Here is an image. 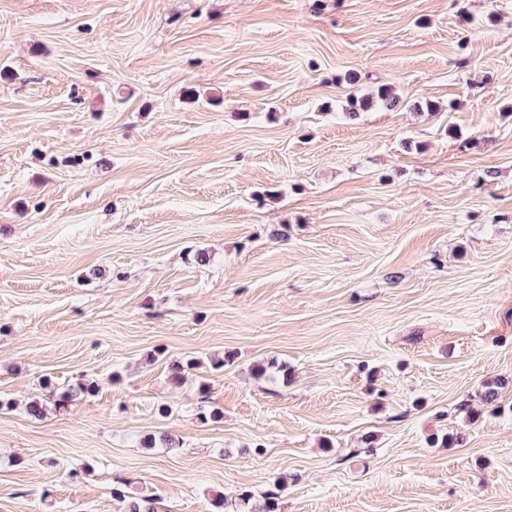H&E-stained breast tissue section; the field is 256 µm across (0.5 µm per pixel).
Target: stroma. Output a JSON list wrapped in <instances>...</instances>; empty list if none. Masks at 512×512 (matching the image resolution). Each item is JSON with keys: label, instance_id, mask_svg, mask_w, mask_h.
<instances>
[{"label": "stroma", "instance_id": "stroma-1", "mask_svg": "<svg viewBox=\"0 0 512 512\" xmlns=\"http://www.w3.org/2000/svg\"><path fill=\"white\" fill-rule=\"evenodd\" d=\"M509 105L512 0H0V512H512ZM401 104L400 97L391 87L381 85L365 98L350 99L349 110H352L351 112L368 111L374 108L393 110L400 107ZM276 486V491L271 490L267 492L265 496V503L261 508L259 507L257 509L256 507H253V505H250L251 495L247 492L239 494L237 500L234 502V505L232 503L229 505L227 499H224L223 495H219L214 499L215 507L224 509L225 512H276L278 509L277 500L280 491L279 488H281V485L277 483ZM230 508L232 509L231 511L226 510Z\"/></svg>", "mask_w": 512, "mask_h": 512}]
</instances>
